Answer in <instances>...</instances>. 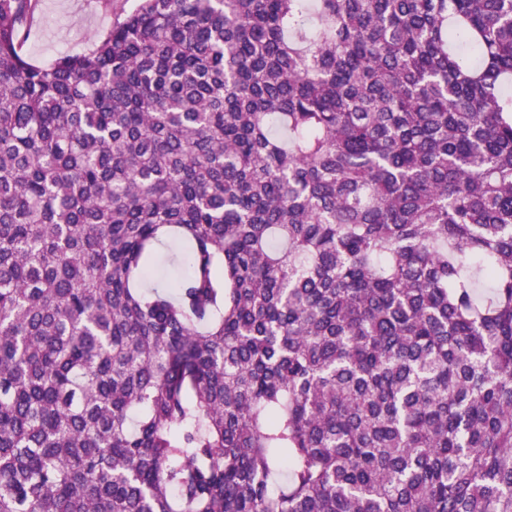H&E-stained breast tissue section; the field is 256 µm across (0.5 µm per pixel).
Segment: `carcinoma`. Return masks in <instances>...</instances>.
<instances>
[{
	"mask_svg": "<svg viewBox=\"0 0 512 512\" xmlns=\"http://www.w3.org/2000/svg\"><path fill=\"white\" fill-rule=\"evenodd\" d=\"M39 5L0 512H512V0H138L46 66Z\"/></svg>",
	"mask_w": 512,
	"mask_h": 512,
	"instance_id": "1",
	"label": "carcinoma"
}]
</instances>
